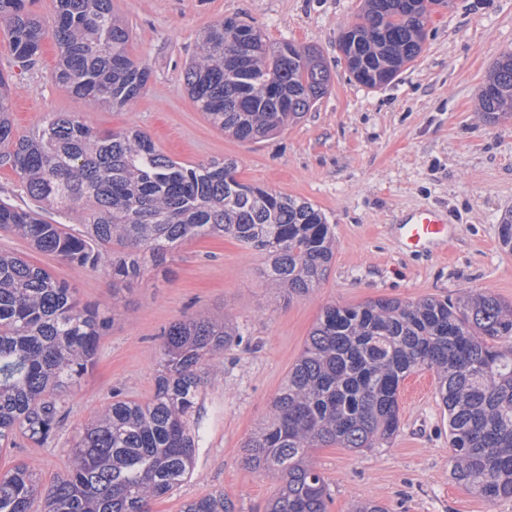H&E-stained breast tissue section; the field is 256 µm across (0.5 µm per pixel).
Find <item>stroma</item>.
<instances>
[{
    "label": "stroma",
    "mask_w": 512,
    "mask_h": 512,
    "mask_svg": "<svg viewBox=\"0 0 512 512\" xmlns=\"http://www.w3.org/2000/svg\"><path fill=\"white\" fill-rule=\"evenodd\" d=\"M114 7L132 31V57L151 70L146 93L121 110L61 94L53 37H45L38 63L25 67L0 28V71L13 77L17 132L40 125L46 113L75 112L98 130L140 129L180 162L235 159L243 182L317 205L331 226L334 255L319 287L290 299L268 281L260 254L229 236L197 239L178 248L171 273H151L116 295L101 270L36 252L0 230V250L67 281L83 301L118 313L96 364L68 394L54 440L37 447L17 439L0 455V469L32 462L50 483L68 466L77 428L109 402L113 387L142 402L152 396L165 327L199 312L225 316L242 340L225 350L222 373L205 380L194 414L200 441L193 475L153 502L152 512H181L185 501L218 489L238 512H264L279 482L248 469L242 446L267 419L325 306L453 298L465 289L512 304V252L498 236L512 214V117L493 121L479 107L494 61L512 50V0H452L436 8L421 55L379 88L350 77L337 48L359 0H114ZM227 17L258 25L269 42L317 48L331 71L327 94L299 123L258 143L224 135L184 86L199 33ZM428 208L448 214V236L410 251L399 219ZM399 416L388 447L316 450L329 487L327 512H351L365 500L389 512H512V499L491 504L451 479L448 421L432 372L403 381Z\"/></svg>",
    "instance_id": "obj_1"
}]
</instances>
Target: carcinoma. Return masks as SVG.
Segmentation results:
<instances>
[{"mask_svg": "<svg viewBox=\"0 0 512 512\" xmlns=\"http://www.w3.org/2000/svg\"><path fill=\"white\" fill-rule=\"evenodd\" d=\"M31 0H0L15 59L38 61L45 30ZM430 13L419 0H362L338 48L348 72L376 88L422 52ZM242 21L211 25L184 73L207 119L238 140H259L300 120L328 92L331 73L314 48L271 45L246 24L252 53L235 61ZM58 89L97 107L125 109L147 90L149 67L127 51L130 32L112 0H56ZM482 111L512 115V50L494 62ZM11 78L0 72V168L18 175L35 202L82 211V230L0 202V230L112 284L144 279L185 241L230 235L267 258V276L307 296L333 258L332 231L312 203L242 182L232 159L182 164L145 133L98 131L71 112H50L18 135ZM120 249H112V246ZM115 311L81 301L47 270L0 250V453L19 436L46 445L64 420V396L92 368ZM154 392L145 402L120 387L78 428L68 469L49 485L37 467L0 471V512H150L193 470L192 415L201 371L218 376L224 349L241 338L224 320L189 315L165 328ZM416 370L435 376L448 417L450 475L489 503L512 499V305L487 291L418 301L376 299L326 306L273 399L266 422L244 442L245 463L279 479L266 512H325L327 483L312 460L328 445L383 448L399 426V389ZM181 512H236L224 491Z\"/></svg>", "mask_w": 512, "mask_h": 512, "instance_id": "obj_1", "label": "carcinoma"}]
</instances>
